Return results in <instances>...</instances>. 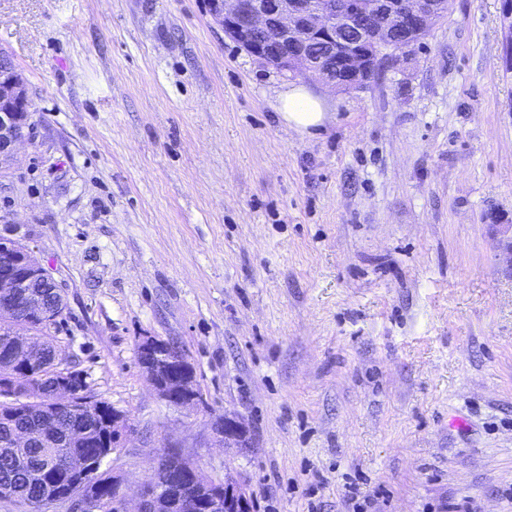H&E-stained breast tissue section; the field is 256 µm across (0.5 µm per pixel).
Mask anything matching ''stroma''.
<instances>
[{
	"label": "stroma",
	"instance_id": "35a3bbf8",
	"mask_svg": "<svg viewBox=\"0 0 512 512\" xmlns=\"http://www.w3.org/2000/svg\"><path fill=\"white\" fill-rule=\"evenodd\" d=\"M502 40L500 0H451L362 88L313 85L307 134L206 0H0L31 124L0 236L50 269L52 336L136 428L103 462L128 506L170 441L253 512H512V269L484 221L512 219ZM145 336L186 354L196 408L149 385ZM214 425L224 448L235 449L238 453L251 448L249 428L235 413L224 412L223 420H216Z\"/></svg>",
	"mask_w": 512,
	"mask_h": 512
}]
</instances>
